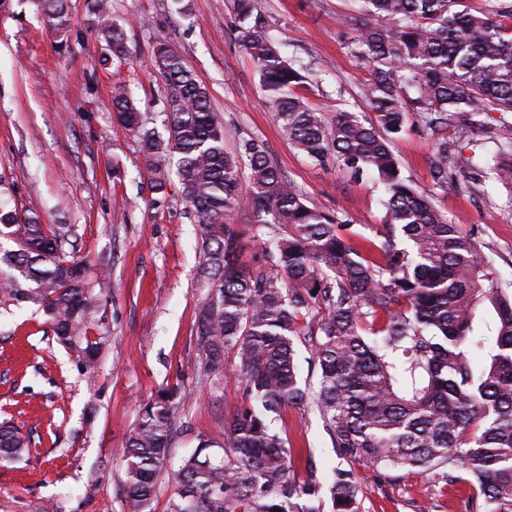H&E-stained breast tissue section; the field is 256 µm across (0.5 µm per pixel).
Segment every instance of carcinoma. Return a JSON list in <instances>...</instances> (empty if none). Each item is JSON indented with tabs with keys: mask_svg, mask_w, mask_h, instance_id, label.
Here are the masks:
<instances>
[{
	"mask_svg": "<svg viewBox=\"0 0 512 512\" xmlns=\"http://www.w3.org/2000/svg\"><path fill=\"white\" fill-rule=\"evenodd\" d=\"M52 30L71 27L67 0H40ZM459 0H362L343 25L352 51L371 70L361 96L372 117L339 110L326 119L299 90L309 76L286 58L254 0H233L235 39L253 59L288 140L314 162L331 160L384 185L377 230L382 261L354 247L347 225L307 204L264 144L239 140L211 109L207 87L165 38L153 44L164 74L167 138L146 128L123 81L112 89V121L138 135L152 203L180 197L199 226L197 268L208 289L196 313L197 370L224 384L238 377L227 415L175 471L166 512H360L359 471L390 478L421 472L442 486L466 485L467 512H512V291L491 277L481 247L401 175L392 140L421 120L437 134L436 185L471 158L448 149V121L463 113L512 112V5L491 18L451 11ZM102 61L131 50L107 0H94ZM250 191L239 190V169ZM512 187V126L485 161ZM254 224L260 255L248 267L236 224ZM0 282L16 303L33 305L57 342L92 373L99 342L90 336L112 296L109 277L72 254L71 230L0 209ZM495 316L496 340L481 334ZM310 347L314 387L302 383L297 345ZM187 393L175 384L139 410L114 481L120 512H154L158 482ZM312 402L341 463L331 473L314 454L291 474L292 449L275 427L285 407ZM31 444L0 422V464Z\"/></svg>",
	"mask_w": 512,
	"mask_h": 512,
	"instance_id": "1",
	"label": "carcinoma"
}]
</instances>
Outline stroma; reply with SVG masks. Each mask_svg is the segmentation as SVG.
I'll list each match as a JSON object with an SVG mask.
<instances>
[{
    "mask_svg": "<svg viewBox=\"0 0 512 512\" xmlns=\"http://www.w3.org/2000/svg\"><path fill=\"white\" fill-rule=\"evenodd\" d=\"M131 58L103 63L87 0H69L67 41L48 29L37 0H0V204L20 217L63 224L77 238V256L110 271L101 352L93 374L80 372L70 351L49 333L42 313L0 290V420L31 437L19 462L0 465V512H102L117 504L112 472L142 403L169 385L189 394L172 462L190 453L228 411L224 391L195 371V311L207 295L197 282V221L178 192L152 205L137 137L112 122L111 96L125 81L150 122L160 123L166 83L152 45L175 43L208 88L224 120L227 148L262 141L310 206L349 224L354 244L376 236L384 191L372 175L352 178L295 149L264 92L257 67L235 40L229 0H111ZM283 54L310 68L306 97L331 116L365 111L361 87L370 71L348 46L340 20L350 0H256ZM512 112L492 111L449 125L448 145L470 157L447 188L431 176L434 140L414 126L393 141L401 171L429 196L449 223L479 243L498 281L512 283V188L484 168ZM124 176L112 177L113 164ZM303 475L314 451L336 466L329 435L314 409L281 412ZM360 512H466L465 488L435 486L415 472L387 482L362 472Z\"/></svg>",
    "mask_w": 512,
    "mask_h": 512,
    "instance_id": "stroma-1",
    "label": "stroma"
}]
</instances>
